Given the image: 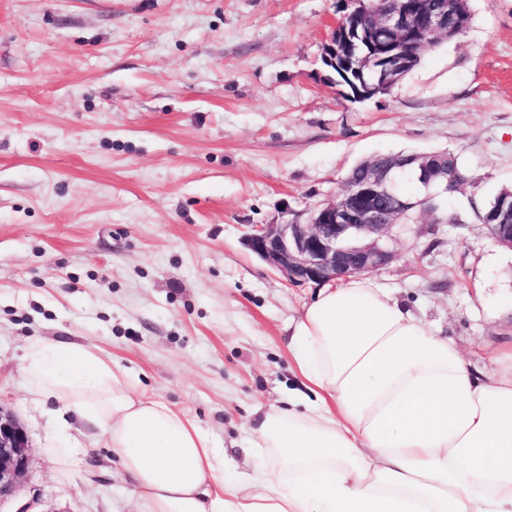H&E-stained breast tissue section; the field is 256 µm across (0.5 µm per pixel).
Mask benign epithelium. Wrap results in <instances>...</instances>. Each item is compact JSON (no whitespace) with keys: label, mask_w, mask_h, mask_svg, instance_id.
Returning a JSON list of instances; mask_svg holds the SVG:
<instances>
[{"label":"benign epithelium","mask_w":512,"mask_h":512,"mask_svg":"<svg viewBox=\"0 0 512 512\" xmlns=\"http://www.w3.org/2000/svg\"><path fill=\"white\" fill-rule=\"evenodd\" d=\"M352 13L371 16L378 28L396 33L404 25L398 13L383 12L376 0H350ZM427 40L452 33L438 13L425 17L421 28ZM369 47L363 58L380 64L377 83L365 95H375L395 82L412 65L416 52L393 55L386 61L373 52L381 45L371 35L361 41ZM350 36L330 38L323 57L331 63L344 57ZM410 173L425 197L432 198L448 191L452 175L446 164L411 155L388 161L373 158L360 178L349 177L336 200L316 207L307 222L255 224L245 235L247 248L295 285H320L339 277H347L386 265L396 257L390 247L397 226L394 214L385 210L382 201L393 196L398 178ZM490 235L500 244L512 247L511 224L486 225ZM30 446L27 434L17 418L0 409V498L17 489L28 467Z\"/></svg>","instance_id":"7a95c632"}]
</instances>
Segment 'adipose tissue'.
<instances>
[{"label":"adipose tissue","instance_id":"obj_1","mask_svg":"<svg viewBox=\"0 0 512 512\" xmlns=\"http://www.w3.org/2000/svg\"><path fill=\"white\" fill-rule=\"evenodd\" d=\"M291 327L299 385L233 480L194 419L93 346L34 338L23 374L60 429L72 415L103 441L135 512H512V344L484 373L364 273L324 283Z\"/></svg>","mask_w":512,"mask_h":512}]
</instances>
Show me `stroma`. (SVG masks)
Segmentation results:
<instances>
[{
    "label": "stroma",
    "mask_w": 512,
    "mask_h": 512,
    "mask_svg": "<svg viewBox=\"0 0 512 512\" xmlns=\"http://www.w3.org/2000/svg\"><path fill=\"white\" fill-rule=\"evenodd\" d=\"M388 94L343 98L321 61L336 0H0V409L31 448L0 512H133L103 445L64 464L23 376L32 338L78 341L195 418L232 465L295 377L288 323L314 296L252 254L378 154L450 150L475 184L394 230L373 269L492 372L512 341V249L472 197L512 185V0Z\"/></svg>",
    "instance_id": "stroma-1"
}]
</instances>
